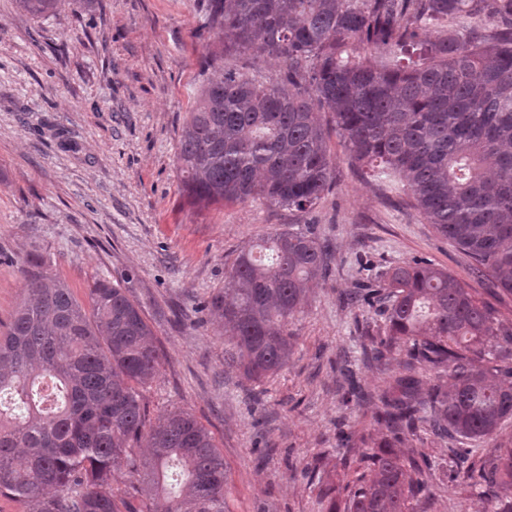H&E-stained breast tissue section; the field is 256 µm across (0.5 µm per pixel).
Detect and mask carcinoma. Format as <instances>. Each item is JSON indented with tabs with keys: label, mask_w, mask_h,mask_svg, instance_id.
<instances>
[{
	"label": "carcinoma",
	"mask_w": 512,
	"mask_h": 512,
	"mask_svg": "<svg viewBox=\"0 0 512 512\" xmlns=\"http://www.w3.org/2000/svg\"><path fill=\"white\" fill-rule=\"evenodd\" d=\"M36 18L56 0H16ZM213 34L177 163L198 203L261 200L311 210L330 190L334 159L320 113L351 158L399 178L414 207L512 295V0H198ZM492 29H487L488 25ZM256 52L279 77L226 70ZM330 253L310 227L240 250L209 313L229 330L230 364L252 381L288 360L289 319L307 304ZM26 298L0 338V495L29 512H225L224 456L191 414L155 423L138 386L159 353L141 308L96 280L84 307L28 259ZM352 300L383 309L375 360L397 350L401 372L379 396L387 435L363 461L344 512H411L424 471L397 444L425 424L461 445L512 419V324L451 274L423 261L394 269ZM434 372L423 383L420 370ZM148 452L132 453L140 442ZM122 468L142 478L138 506L112 487ZM512 512V440L464 471Z\"/></svg>",
	"instance_id": "obj_1"
}]
</instances>
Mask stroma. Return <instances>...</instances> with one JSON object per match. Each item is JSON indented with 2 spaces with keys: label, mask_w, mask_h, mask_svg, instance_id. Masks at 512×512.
Masks as SVG:
<instances>
[{
  "label": "stroma",
  "mask_w": 512,
  "mask_h": 512,
  "mask_svg": "<svg viewBox=\"0 0 512 512\" xmlns=\"http://www.w3.org/2000/svg\"><path fill=\"white\" fill-rule=\"evenodd\" d=\"M211 39L197 0H59L34 19L0 0V334L25 296L22 262L38 254L79 301L98 278L120 283L142 309L159 350L141 387L149 419L181 409L224 455L228 512H328L370 480L345 434H377L378 396L401 357L367 361L381 318L341 295L359 267L371 277L416 259L446 269L512 322V296L495 294L469 258L410 198L362 172L332 117L333 186L308 212L261 201L204 205L186 194L176 163L184 117ZM313 226L333 254L303 311L282 369L261 383L224 362L222 322L205 308L237 253L258 237ZM404 459H427L414 512H489L454 479L456 448L428 431L405 438Z\"/></svg>",
  "instance_id": "obj_1"
}]
</instances>
